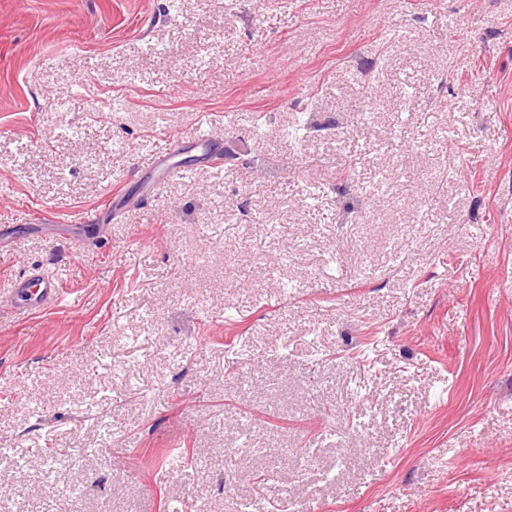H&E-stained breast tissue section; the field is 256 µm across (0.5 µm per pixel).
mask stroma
Listing matches in <instances>:
<instances>
[{
    "mask_svg": "<svg viewBox=\"0 0 512 512\" xmlns=\"http://www.w3.org/2000/svg\"><path fill=\"white\" fill-rule=\"evenodd\" d=\"M3 224L0 512H512V0H0ZM176 151L170 146L163 152L157 153L147 169V178L141 185L142 195L154 196L160 185L167 179L182 174L185 168L175 160ZM64 291L58 279L45 276L37 268H32L15 277L9 301L24 314L38 315L48 306L60 303Z\"/></svg>",
    "mask_w": 512,
    "mask_h": 512,
    "instance_id": "35a3bbf8",
    "label": "stroma"
}]
</instances>
